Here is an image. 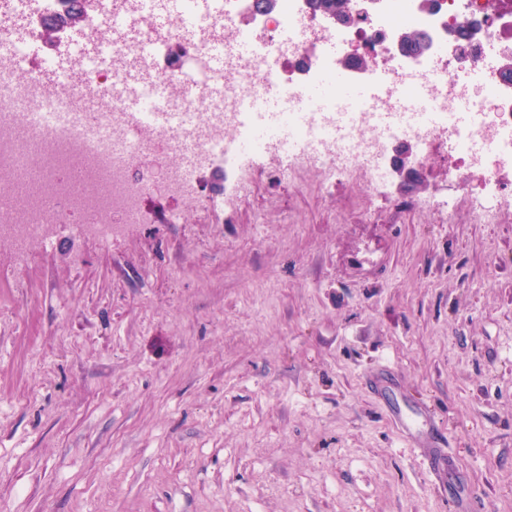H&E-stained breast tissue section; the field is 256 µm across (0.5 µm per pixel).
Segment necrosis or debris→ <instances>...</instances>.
Instances as JSON below:
<instances>
[{
  "label": "necrosis or debris",
  "mask_w": 512,
  "mask_h": 512,
  "mask_svg": "<svg viewBox=\"0 0 512 512\" xmlns=\"http://www.w3.org/2000/svg\"><path fill=\"white\" fill-rule=\"evenodd\" d=\"M378 3L372 26L346 27L314 20L306 0H279L268 14L256 11L255 0H228L208 14L199 0H180L161 23L146 0H82L84 21L74 26L69 0H0V183L11 186L0 192V239L22 248L60 223L107 239L118 225L137 222L156 168L165 167L170 195L191 200L194 168H235L271 149L299 165L355 171L373 182L389 144L399 140L423 151L447 140L457 159L449 180L479 177L488 204L476 217L490 218L498 175L512 167V92L486 53L512 36V0L494 7L438 0L432 11L419 0ZM461 21L474 32L469 52L454 32ZM406 29L428 36L429 47L401 53L394 37ZM246 40L256 52L244 61L236 48ZM328 41L341 43L340 56L323 58ZM217 44L227 58L221 70L210 65ZM355 44L387 76V97L415 98L419 111L362 103L340 111L342 96L331 84L340 75L359 82ZM269 48L277 61L299 65L303 79L267 66ZM129 71L145 77L144 111L134 126L118 104L117 79ZM214 85L223 87V103L205 96ZM316 85L327 89L317 104L307 96ZM272 89L287 97V111L272 119L236 111L238 101H260Z\"/></svg>",
  "instance_id": "1"
}]
</instances>
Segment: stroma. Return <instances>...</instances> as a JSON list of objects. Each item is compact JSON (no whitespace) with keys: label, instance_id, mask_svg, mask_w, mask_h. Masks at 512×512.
<instances>
[{"label":"stroma","instance_id":"35a3bbf8","mask_svg":"<svg viewBox=\"0 0 512 512\" xmlns=\"http://www.w3.org/2000/svg\"><path fill=\"white\" fill-rule=\"evenodd\" d=\"M448 160L406 190L273 152L196 171L220 211L0 240V512H512V169L480 223ZM389 406L435 415L447 484Z\"/></svg>","mask_w":512,"mask_h":512}]
</instances>
